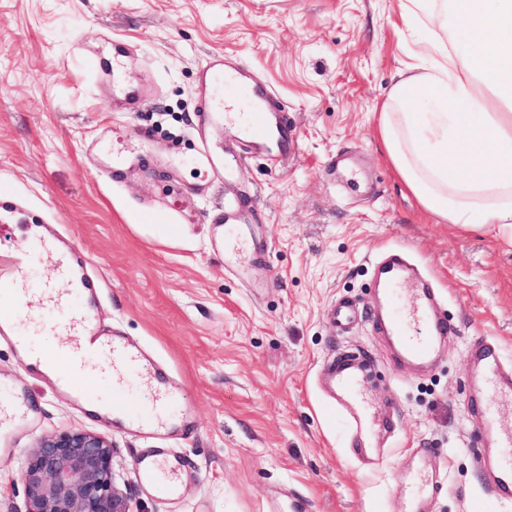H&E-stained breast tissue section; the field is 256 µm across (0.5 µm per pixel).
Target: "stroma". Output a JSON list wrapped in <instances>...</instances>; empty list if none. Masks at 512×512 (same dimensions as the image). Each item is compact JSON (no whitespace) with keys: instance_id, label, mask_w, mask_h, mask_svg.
<instances>
[{"instance_id":"35a3bbf8","label":"stroma","mask_w":512,"mask_h":512,"mask_svg":"<svg viewBox=\"0 0 512 512\" xmlns=\"http://www.w3.org/2000/svg\"><path fill=\"white\" fill-rule=\"evenodd\" d=\"M428 33L396 0H0V288L21 283L35 349L75 341L67 322L94 302L99 323L134 342L176 395L152 429L88 412L0 342V399L25 418L0 454V512H27L20 467L46 433L87 430L115 449L117 487L137 512H471L484 495L475 449L491 447L485 410L512 429V400L478 384L471 349L512 367V240L497 225L439 224L387 160L378 112L398 69ZM269 88L294 127L287 154H253L200 128L196 93L215 54ZM100 58L90 72L87 57ZM209 143L224 180L194 164ZM133 158L112 180L113 150ZM241 202L259 249L230 269L210 216ZM36 218L79 266L89 295L47 307L55 278L18 233ZM402 247L460 327L418 371L371 326V263ZM351 299L361 319L339 329ZM353 350L367 364L349 401L365 419L368 460L321 379ZM99 399L150 418L138 378L97 386ZM146 456L174 463L173 498L150 493Z\"/></svg>"}]
</instances>
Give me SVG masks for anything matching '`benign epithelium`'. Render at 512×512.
Returning a JSON list of instances; mask_svg holds the SVG:
<instances>
[{
  "label": "benign epithelium",
  "instance_id": "benign-epithelium-1",
  "mask_svg": "<svg viewBox=\"0 0 512 512\" xmlns=\"http://www.w3.org/2000/svg\"><path fill=\"white\" fill-rule=\"evenodd\" d=\"M113 448L82 430L42 437L20 472L28 512H132L117 488Z\"/></svg>",
  "mask_w": 512,
  "mask_h": 512
}]
</instances>
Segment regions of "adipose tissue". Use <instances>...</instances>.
I'll list each match as a JSON object with an SVG mask.
<instances>
[{
  "mask_svg": "<svg viewBox=\"0 0 512 512\" xmlns=\"http://www.w3.org/2000/svg\"><path fill=\"white\" fill-rule=\"evenodd\" d=\"M430 30L379 112L387 156L438 221L512 237V0H399Z\"/></svg>",
  "mask_w": 512,
  "mask_h": 512,
  "instance_id": "obj_1",
  "label": "adipose tissue"
}]
</instances>
